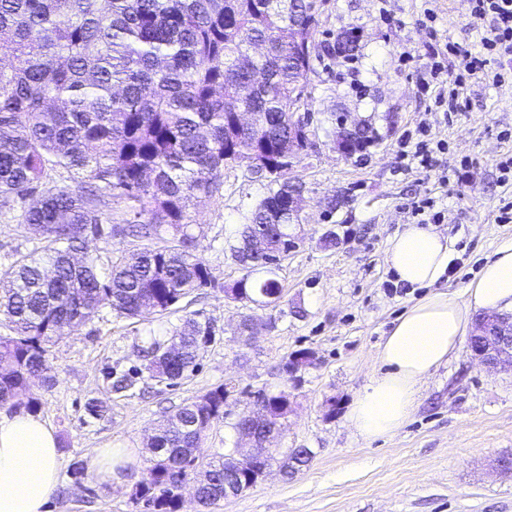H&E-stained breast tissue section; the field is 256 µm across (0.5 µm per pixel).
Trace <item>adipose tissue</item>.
Returning a JSON list of instances; mask_svg holds the SVG:
<instances>
[{"mask_svg":"<svg viewBox=\"0 0 512 512\" xmlns=\"http://www.w3.org/2000/svg\"><path fill=\"white\" fill-rule=\"evenodd\" d=\"M453 241L410 224L388 241L386 264L400 282L426 289L393 323L379 349L382 372L352 402L347 417L367 442L393 436L413 415L422 383L457 350L476 310H512V244L499 247L462 297L440 290ZM61 468L54 428L29 412L0 411V512H46Z\"/></svg>","mask_w":512,"mask_h":512,"instance_id":"ef3b65f1","label":"adipose tissue"}]
</instances>
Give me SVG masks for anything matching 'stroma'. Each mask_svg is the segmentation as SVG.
<instances>
[{
  "instance_id": "stroma-1",
  "label": "stroma",
  "mask_w": 512,
  "mask_h": 512,
  "mask_svg": "<svg viewBox=\"0 0 512 512\" xmlns=\"http://www.w3.org/2000/svg\"><path fill=\"white\" fill-rule=\"evenodd\" d=\"M427 9L437 16L431 29ZM350 29L359 36L357 50L336 54L337 35ZM481 34L469 0H327L313 34L319 57L307 74L313 146L290 171L305 188L303 221L279 272L280 302L260 307L224 294L243 276L227 242L266 192L245 166L226 165L219 193L188 212L211 284L164 315L102 310L48 347L52 383L34 379L20 396L23 404L35 399L36 413L58 437L62 474L48 512H147L134 500V485L149 464L154 425L221 384L230 395L201 444L203 458L249 447L234 424L257 390L288 394L287 428L273 443L264 479L208 511L184 486L181 512H512V472L498 467L512 458V372L480 366L468 343L426 379L418 408L393 437L365 442L347 420L379 370L380 343L425 294L398 282L384 262L389 238L414 220L412 202L434 198L444 213L438 228L454 241L456 266L442 290L463 293L487 258L512 244V223L498 221L512 185L501 184L497 169L512 153V85L473 86L459 112L437 108L423 85L433 47L452 38L476 51ZM340 116L374 128L367 155L337 151ZM422 127L446 144L429 169L400 156L406 137ZM340 195L347 204L328 210ZM21 213L18 202L0 209V272L37 245L21 227ZM188 318L209 325L213 336L188 378L170 387L146 377L135 391H112L107 368H143L140 347ZM246 321L254 324L250 340L241 333ZM303 349L314 352L315 363L286 378L282 365ZM93 399L106 406L103 418L87 414ZM109 444L134 452L137 462L108 486L89 467L95 450ZM292 448L314 456L291 475L281 461ZM76 465L85 469L78 480L70 476Z\"/></svg>"
}]
</instances>
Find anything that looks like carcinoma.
<instances>
[{"mask_svg": "<svg viewBox=\"0 0 512 512\" xmlns=\"http://www.w3.org/2000/svg\"><path fill=\"white\" fill-rule=\"evenodd\" d=\"M325 0H0V43L15 62L0 71V204L39 199L24 210L23 230L41 246L3 274L0 314L13 334L0 336V406H14L34 377L51 382L48 345L72 325L109 308L137 318L172 310L210 283L194 254L188 210L219 192L224 165L256 150L274 163L266 193L236 230L231 256L244 276L237 299L259 302L281 292L280 267L249 250L260 235L269 250L288 240L301 219L287 213L292 162L283 150L298 134L297 113L311 97L306 75L312 55L297 42L318 25ZM235 112L259 114V128L224 146V124ZM63 169L76 187L52 184ZM128 204L134 220L120 235L148 241L117 256L81 263L87 226L103 230L112 215L103 197ZM175 358L165 342L140 350L149 377L174 384L193 372L212 340L208 325L188 319ZM140 371L111 370L116 393L139 384ZM229 390L220 385L179 407L155 427L156 454L138 481L150 512H178L177 489L197 466L192 447L224 417ZM266 397V422L242 414L235 430L260 435L286 427L288 413ZM224 455L208 462L198 500L224 499Z\"/></svg>", "mask_w": 512, "mask_h": 512, "instance_id": "cac0c4a2", "label": "carcinoma"}]
</instances>
